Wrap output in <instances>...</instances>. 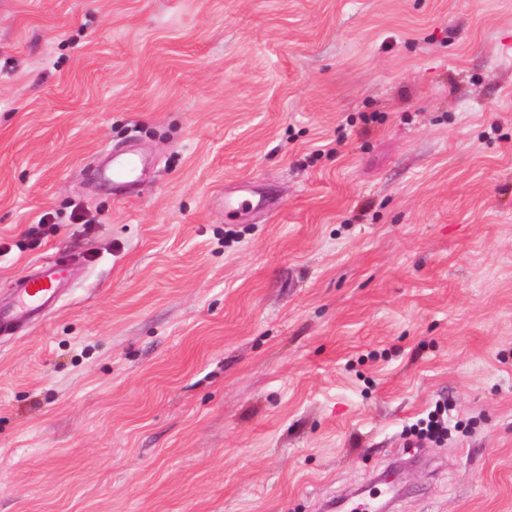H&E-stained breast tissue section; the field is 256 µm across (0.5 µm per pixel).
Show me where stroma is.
<instances>
[{
  "label": "stroma",
  "mask_w": 512,
  "mask_h": 512,
  "mask_svg": "<svg viewBox=\"0 0 512 512\" xmlns=\"http://www.w3.org/2000/svg\"><path fill=\"white\" fill-rule=\"evenodd\" d=\"M507 41L512 0H0V302L72 269L0 339V512L381 478L390 512H512ZM139 170V160L134 156L116 157L113 155L112 169L109 177L112 183L126 184L132 182ZM68 273V265L56 259L35 264L15 279L10 286L12 304L0 306V337L15 336L45 318L66 288ZM448 404H438L436 405L435 411L432 415H429V419L426 422L425 427H419L417 430L415 429L413 435H416L418 438H433L443 436L448 432V427L445 423L444 414H448Z\"/></svg>",
  "instance_id": "35a3bbf8"
}]
</instances>
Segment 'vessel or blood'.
I'll return each instance as SVG.
<instances>
[{"label":"vessel or blood","mask_w":512,"mask_h":512,"mask_svg":"<svg viewBox=\"0 0 512 512\" xmlns=\"http://www.w3.org/2000/svg\"><path fill=\"white\" fill-rule=\"evenodd\" d=\"M138 170L136 157H116L109 176L113 183L126 184L136 178ZM68 273V265L56 259L35 264L15 279L10 286L12 304L0 306V337L16 335L29 324L45 318L56 306Z\"/></svg>","instance_id":"obj_1"}]
</instances>
